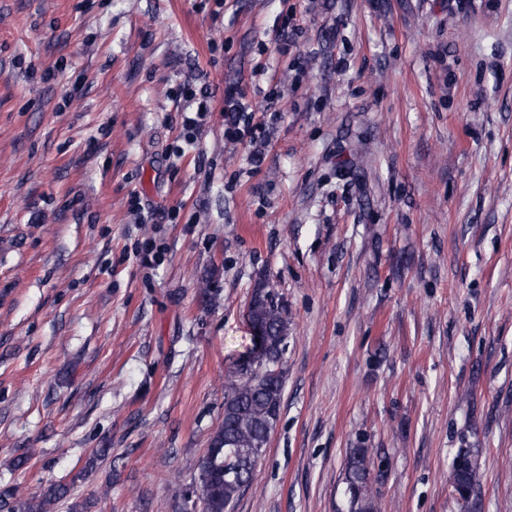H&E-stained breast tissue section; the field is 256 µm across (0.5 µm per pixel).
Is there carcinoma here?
<instances>
[{
  "label": "carcinoma",
  "instance_id": "carcinoma-1",
  "mask_svg": "<svg viewBox=\"0 0 512 512\" xmlns=\"http://www.w3.org/2000/svg\"><path fill=\"white\" fill-rule=\"evenodd\" d=\"M247 320L260 327L266 357L249 374L233 371L224 389V420L198 459L192 495L202 512H229L252 485L255 467L267 446L279 416L284 391L283 359L288 340V314L276 296L263 286L254 289ZM366 448H352L346 466L347 512H378L373 496ZM236 470L224 478V467ZM449 482L461 508H470L477 484V463L472 449L462 448L453 458ZM68 488L57 485L40 498L25 497L19 487L0 490V508L7 512H54Z\"/></svg>",
  "mask_w": 512,
  "mask_h": 512
}]
</instances>
